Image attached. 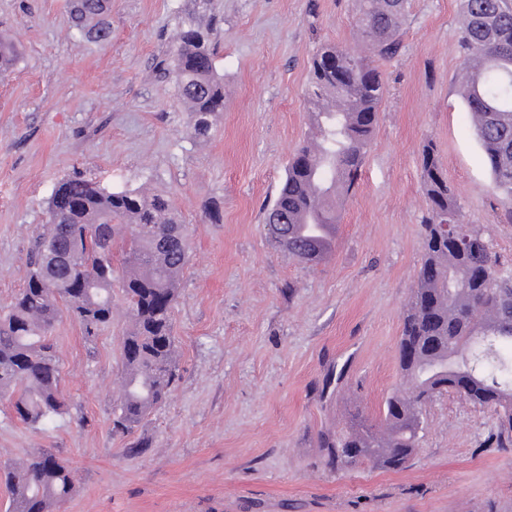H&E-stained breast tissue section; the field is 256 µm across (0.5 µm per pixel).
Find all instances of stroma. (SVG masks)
Masks as SVG:
<instances>
[{
    "label": "stroma",
    "instance_id": "1",
    "mask_svg": "<svg viewBox=\"0 0 512 512\" xmlns=\"http://www.w3.org/2000/svg\"><path fill=\"white\" fill-rule=\"evenodd\" d=\"M72 0H0L17 49L0 76V309L24 287L60 181L146 184L191 235L173 309L179 379L124 453L112 431L131 328L114 257L112 322L94 343L61 316L52 338L68 404L32 427L0 399V461L52 449L74 472L60 512H512V447L492 412L448 393L423 409L405 470H330L322 432L376 419L402 383L397 342L420 269L422 153L437 151L465 220L512 270V203L496 190L460 91V0H410L401 49L377 60L385 95L325 262L289 259L264 213L309 130L318 46H352V0H111L105 38ZM217 17L224 110L194 139L168 53L188 17ZM219 221H210V214Z\"/></svg>",
    "mask_w": 512,
    "mask_h": 512
}]
</instances>
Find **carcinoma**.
Returning a JSON list of instances; mask_svg holds the SVG:
<instances>
[{"mask_svg": "<svg viewBox=\"0 0 512 512\" xmlns=\"http://www.w3.org/2000/svg\"><path fill=\"white\" fill-rule=\"evenodd\" d=\"M408 0H354L359 37L369 54L321 45L311 62L309 104L314 133L293 153L279 196L265 223L284 214L275 243L300 263L323 261L336 239V190H350L378 124L385 93L372 58L399 53V26ZM106 0H75L74 23L85 30ZM459 47L468 74L462 97L475 117L496 189L512 198V7L508 0H462ZM215 28L182 26L172 50L178 95L190 112L195 138H206L224 110V82L215 71ZM15 61L0 38V75ZM428 216L422 224V261L403 315L398 363L406 388L383 403L380 424L352 413L320 441L326 463L338 470L365 462L385 471L406 468L416 451L422 407L445 392L495 414L498 445L512 446V272L499 268L488 241L466 224L433 145L422 158ZM459 224L471 241L461 246L441 225ZM122 243L123 292L132 327L121 353L122 376L112 431L130 439L131 455L146 447L134 437L145 417L176 381L173 309L189 261V233L169 197L143 189L112 190L69 177L49 201V227L29 253L25 286L0 313V397L18 420L36 425L62 414L51 333L59 302L82 327L86 341L112 322V257ZM76 262L54 268V257ZM93 278L95 286L83 287ZM13 512H56L73 489V472L52 450L20 464H0Z\"/></svg>", "mask_w": 512, "mask_h": 512, "instance_id": "obj_1", "label": "carcinoma"}]
</instances>
